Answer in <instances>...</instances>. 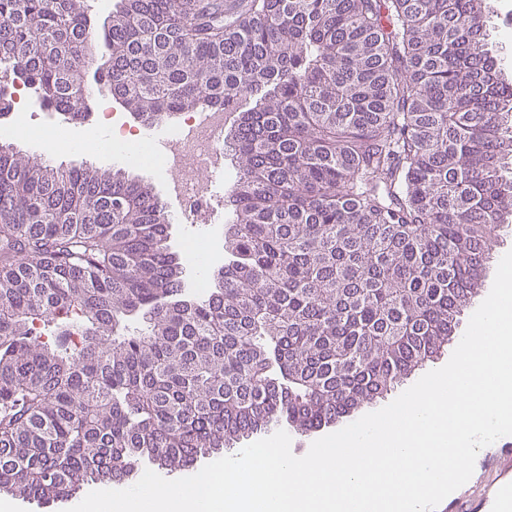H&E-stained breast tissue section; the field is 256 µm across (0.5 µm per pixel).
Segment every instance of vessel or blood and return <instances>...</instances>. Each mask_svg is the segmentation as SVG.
<instances>
[{
  "instance_id": "vessel-or-blood-1",
  "label": "vessel or blood",
  "mask_w": 512,
  "mask_h": 512,
  "mask_svg": "<svg viewBox=\"0 0 512 512\" xmlns=\"http://www.w3.org/2000/svg\"><path fill=\"white\" fill-rule=\"evenodd\" d=\"M475 484H464L459 502L469 503L472 512H507L512 507V445L497 443L484 449L475 461Z\"/></svg>"
}]
</instances>
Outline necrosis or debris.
Instances as JSON below:
<instances>
[{"instance_id": "1", "label": "necrosis or debris", "mask_w": 512, "mask_h": 512, "mask_svg": "<svg viewBox=\"0 0 512 512\" xmlns=\"http://www.w3.org/2000/svg\"><path fill=\"white\" fill-rule=\"evenodd\" d=\"M112 135L136 161L172 172L166 192L179 220L198 223L216 215L221 199L206 173L224 163L223 110H211L205 117L197 111L181 113L159 140L124 124L113 128Z\"/></svg>"}]
</instances>
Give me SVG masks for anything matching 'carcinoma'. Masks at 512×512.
<instances>
[{
	"label": "carcinoma",
	"mask_w": 512,
	"mask_h": 512,
	"mask_svg": "<svg viewBox=\"0 0 512 512\" xmlns=\"http://www.w3.org/2000/svg\"><path fill=\"white\" fill-rule=\"evenodd\" d=\"M486 0H117L95 73L144 125L236 114L224 264L185 295L162 196L0 139V492L315 432L437 355L512 219ZM88 0H0V83L91 116ZM143 323L133 329L130 321Z\"/></svg>",
	"instance_id": "carcinoma-1"
}]
</instances>
